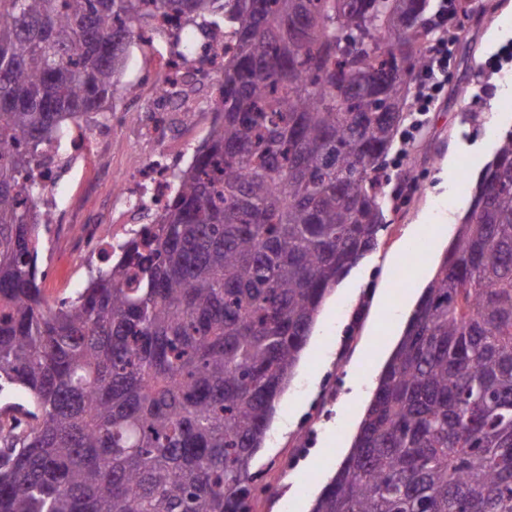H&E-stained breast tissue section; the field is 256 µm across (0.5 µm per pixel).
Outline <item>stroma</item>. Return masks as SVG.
<instances>
[{
  "label": "stroma",
  "instance_id": "35a3bbf8",
  "mask_svg": "<svg viewBox=\"0 0 512 512\" xmlns=\"http://www.w3.org/2000/svg\"><path fill=\"white\" fill-rule=\"evenodd\" d=\"M494 2L493 9L467 20L465 34L450 49L447 81L421 126L397 145L393 172L415 181L417 189L394 214L377 249L347 275L348 291L326 299L258 457L267 490L257 497L254 512H309L337 471L364 416L346 409L351 383L375 370L376 354H389L395 342L392 328H404L411 313L407 294L423 290L436 270L435 256L408 257L409 228L438 224L445 238L453 239L469 191L494 154L488 128L500 135L512 130V112L502 109L506 92L499 81L501 70H512V0ZM173 43L172 35L158 34L130 46L122 84L132 93L118 96L106 116L111 137L99 136V122H85L81 132L88 150L61 157L57 199L66 208L67 221L39 260L46 271L41 288L47 300L86 284L87 263L80 248L85 223L148 221L132 204L113 202L112 180L129 174L136 156L147 151L131 117L146 108ZM191 95L199 107L192 123L172 138L168 163L175 172L191 163L212 125L210 84L193 83ZM450 162L455 188L449 192L440 174Z\"/></svg>",
  "mask_w": 512,
  "mask_h": 512
}]
</instances>
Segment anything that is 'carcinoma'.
Instances as JSON below:
<instances>
[{"label":"carcinoma","instance_id":"1","mask_svg":"<svg viewBox=\"0 0 512 512\" xmlns=\"http://www.w3.org/2000/svg\"><path fill=\"white\" fill-rule=\"evenodd\" d=\"M428 9L0 0V391L31 417L0 448V512H253L323 301L387 228V157L445 39ZM157 15L230 33L211 129L154 223L49 303L36 159L112 110ZM311 512H512V132Z\"/></svg>","mask_w":512,"mask_h":512}]
</instances>
